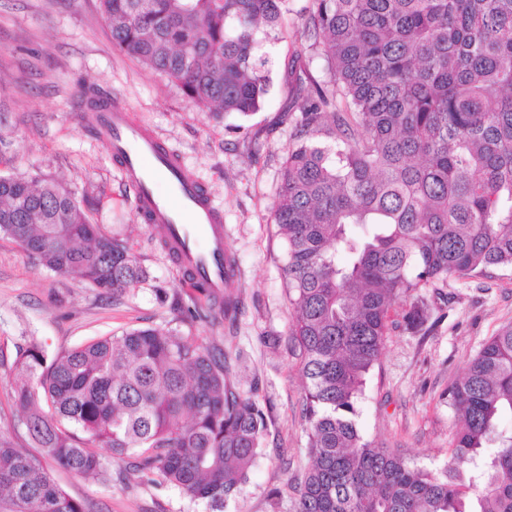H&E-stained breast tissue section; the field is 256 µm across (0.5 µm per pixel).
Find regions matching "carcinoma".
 <instances>
[{"label":"carcinoma","mask_w":512,"mask_h":512,"mask_svg":"<svg viewBox=\"0 0 512 512\" xmlns=\"http://www.w3.org/2000/svg\"><path fill=\"white\" fill-rule=\"evenodd\" d=\"M288 0H100L112 44L178 83L200 107L259 111L266 44ZM294 52V144L272 214L286 240L292 354L304 381L311 463L293 512H512V323L487 338L448 388L460 428L440 471L360 434L355 417L390 311L427 319L424 289L512 270V0H308ZM0 238L42 266L119 299L147 278L130 249L91 223L74 193L0 176ZM189 311L232 317L237 302L198 286ZM17 426L0 435V512H85L45 464L112 482L170 485L222 512L261 454L264 412L237 388L218 344L134 327L48 355L18 347ZM106 449V456L100 449Z\"/></svg>","instance_id":"obj_1"}]
</instances>
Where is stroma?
I'll use <instances>...</instances> for the list:
<instances>
[{"label": "stroma", "mask_w": 512, "mask_h": 512, "mask_svg": "<svg viewBox=\"0 0 512 512\" xmlns=\"http://www.w3.org/2000/svg\"><path fill=\"white\" fill-rule=\"evenodd\" d=\"M275 59L264 108L243 119L202 110L176 83L112 45L99 0H0V174L50 178L89 197L92 223L123 241L147 278L121 300L98 297L78 280L45 269L16 243L0 239V434L30 449L15 424L12 365L24 337L47 353L132 327L181 329L234 356L241 393L262 406L263 453L241 494L223 512H292L294 479L308 465L304 383L290 351L292 318L284 292L285 240L271 222L291 127L294 88L284 62L304 51L314 76L325 62L295 36L268 43ZM109 93L176 150L224 213V236L237 265L234 321L185 323L196 294L145 223L135 191L109 146L79 117L82 86ZM431 315L406 329L395 306L379 362L368 375L357 425L365 439L436 471L448 460L459 419L450 383L502 326L512 323V271L452 280L426 289ZM59 485L85 512H206L179 489L139 484L126 463L112 464L101 485L53 468Z\"/></svg>", "instance_id": "35a3bbf8"}]
</instances>
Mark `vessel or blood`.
I'll use <instances>...</instances> for the list:
<instances>
[{
  "instance_id": "vessel-or-blood-1",
  "label": "vessel or blood",
  "mask_w": 512,
  "mask_h": 512,
  "mask_svg": "<svg viewBox=\"0 0 512 512\" xmlns=\"http://www.w3.org/2000/svg\"><path fill=\"white\" fill-rule=\"evenodd\" d=\"M81 119L111 143L113 157L136 190L138 213L165 229L170 250L188 272L187 287L202 280L214 293H223L231 273L224 214L200 181L125 108L110 104L82 113Z\"/></svg>"
}]
</instances>
